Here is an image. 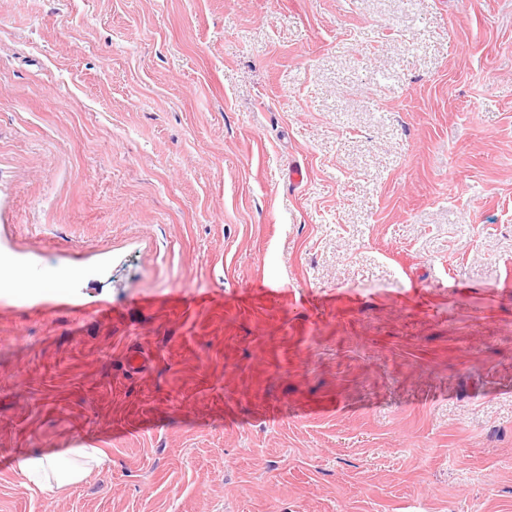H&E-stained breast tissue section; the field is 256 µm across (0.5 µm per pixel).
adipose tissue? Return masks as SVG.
<instances>
[{"label": "adipose tissue", "instance_id": "adipose-tissue-1", "mask_svg": "<svg viewBox=\"0 0 512 512\" xmlns=\"http://www.w3.org/2000/svg\"><path fill=\"white\" fill-rule=\"evenodd\" d=\"M100 449L81 446L69 449L62 454L32 456L24 454L16 461L18 472L26 477H40L41 488H49L51 483L76 484L88 473L89 464L98 462Z\"/></svg>", "mask_w": 512, "mask_h": 512}]
</instances>
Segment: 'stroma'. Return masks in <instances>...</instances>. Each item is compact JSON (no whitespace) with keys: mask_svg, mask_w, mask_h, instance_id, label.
<instances>
[{"mask_svg":"<svg viewBox=\"0 0 512 512\" xmlns=\"http://www.w3.org/2000/svg\"><path fill=\"white\" fill-rule=\"evenodd\" d=\"M16 273L0 512H512V0H0ZM152 362L150 354L138 348H127L122 356L123 368L130 375L147 372ZM88 447L70 448L63 454L54 455L23 454L17 459L16 468L24 477H40L41 482L37 484L40 489L50 488L52 480L58 484H77L86 477L89 464L100 461L102 451Z\"/></svg>","mask_w":512,"mask_h":512,"instance_id":"1","label":"stroma"}]
</instances>
